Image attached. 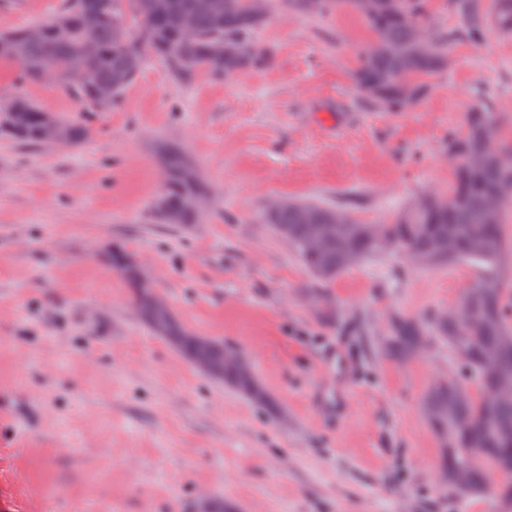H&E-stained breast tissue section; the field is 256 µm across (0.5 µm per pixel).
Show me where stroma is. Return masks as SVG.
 <instances>
[{"instance_id": "1", "label": "stroma", "mask_w": 512, "mask_h": 512, "mask_svg": "<svg viewBox=\"0 0 512 512\" xmlns=\"http://www.w3.org/2000/svg\"><path fill=\"white\" fill-rule=\"evenodd\" d=\"M62 7L0 0V32ZM371 37L350 11L280 12L257 35L270 66L214 79L148 56L111 111L86 115L82 143L0 138V512H196L204 495L239 512H498L439 485L423 401L456 366L447 343L404 361L384 349L394 318L451 310L468 270L385 255L320 285L263 222L288 197L378 224L447 187L448 138L476 88L512 124V38L458 45L422 105L395 115L353 82ZM18 94L77 108L59 83H21L0 62V102ZM165 142L209 184L200 223L154 212ZM116 245L189 330L247 358L269 406L137 316ZM336 345L354 369L349 415L331 424L310 392Z\"/></svg>"}]
</instances>
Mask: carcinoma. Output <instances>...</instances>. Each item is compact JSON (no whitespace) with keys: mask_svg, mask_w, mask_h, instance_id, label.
<instances>
[{"mask_svg":"<svg viewBox=\"0 0 512 512\" xmlns=\"http://www.w3.org/2000/svg\"><path fill=\"white\" fill-rule=\"evenodd\" d=\"M122 2L67 0L64 11L48 22L52 29L41 41L25 38L22 28L1 32L0 61L16 63L31 84L40 82L43 71L55 70L64 92L79 103V111L108 112L133 84L148 55L177 74L229 78L272 63L266 48L254 52L252 47L275 12L310 16L351 11L373 34L359 49L355 84L381 110L402 112L426 99L430 80L448 69L457 43L481 44L492 35L512 36V0H448L457 24L439 32L426 54L415 52V36L433 25L427 0H267L263 14L254 11L252 0H211V9L204 11L196 8L197 0H129L140 19L135 37L128 31ZM88 13L102 17L93 32L98 45L93 58L81 52V20ZM187 15L194 19L191 39L182 35ZM226 43L235 51L224 54ZM71 68L83 69L86 83L71 86L64 81ZM43 117L44 109L27 97L0 103V135L33 146ZM64 124L74 145L91 134L75 118H65ZM463 125V135L448 140L454 160L448 188L420 196L383 224H367L349 211L314 199H296L286 209L264 213V222L278 237L288 239L320 284L387 252L424 255L436 267L466 266L475 271L469 284L478 314L474 322L457 323L451 317L443 322L433 313L422 319L402 317L394 322L385 344L386 352L399 359L416 354L429 336L448 342L452 351L462 346L470 352V363L460 366L461 375L452 377L453 384H436L424 399L443 448L439 466H468L467 487L445 486L457 499L483 494L489 472L499 468L502 458L512 457V439L499 432L501 424H512V399H488L494 379L512 374V133H505L503 120L479 91L464 111ZM158 163L169 199V210L159 217L167 224L198 223L200 214L182 205L187 194L207 193L197 167L181 148L169 144L160 150ZM323 224L332 225L333 233L320 251L311 254L306 243ZM112 266L131 288L142 321L186 358L203 355L223 367L219 380L224 384L268 403L256 377L244 380L233 366L224 364L223 344L201 340L171 312L155 323V289L144 285L137 269L125 263L123 250L112 249ZM489 353L495 360L486 369L482 359Z\"/></svg>","mask_w":512,"mask_h":512,"instance_id":"1","label":"carcinoma"}]
</instances>
